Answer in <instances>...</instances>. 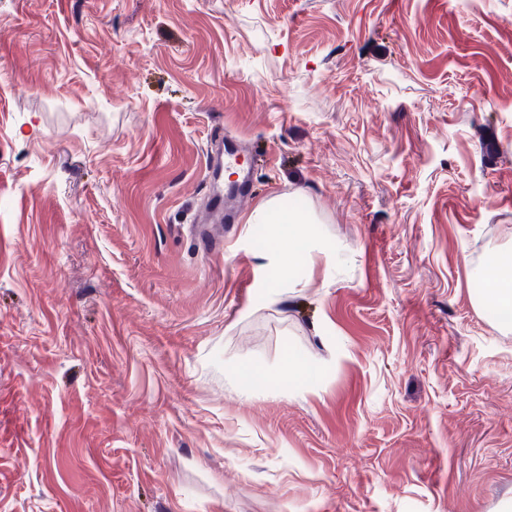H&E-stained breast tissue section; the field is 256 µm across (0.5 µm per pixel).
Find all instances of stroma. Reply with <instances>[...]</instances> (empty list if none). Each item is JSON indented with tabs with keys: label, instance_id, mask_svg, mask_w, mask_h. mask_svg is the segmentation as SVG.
Here are the masks:
<instances>
[{
	"label": "stroma",
	"instance_id": "obj_1",
	"mask_svg": "<svg viewBox=\"0 0 512 512\" xmlns=\"http://www.w3.org/2000/svg\"><path fill=\"white\" fill-rule=\"evenodd\" d=\"M509 246L512 0H0V512H498ZM245 157L241 152L237 140L232 136H227L224 139V165L225 167L234 166L237 174V181L231 186L229 194L224 197L216 193L211 199L212 211L218 217L219 221L226 224H231L234 219L236 210V202L238 199L247 197L245 194L249 189L250 178V164L248 159L242 163L241 159ZM246 223L280 224L281 231L272 252L284 270L295 263L298 254L294 248V229L299 224H308L301 212L284 208L273 198L257 206L247 217ZM503 251V252H500ZM512 254V249H497L489 252L483 264L477 270L476 275L480 276L486 285L484 293L480 297V305L493 312L497 328L510 329L512 325V265L510 257L504 267L498 263V258L502 254ZM508 313V322H504L502 315Z\"/></svg>",
	"mask_w": 512,
	"mask_h": 512
}]
</instances>
